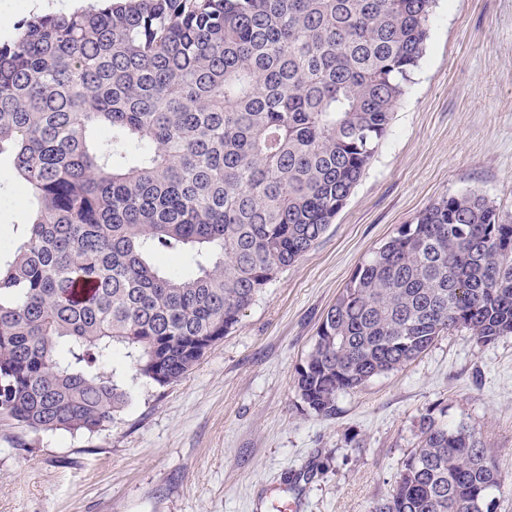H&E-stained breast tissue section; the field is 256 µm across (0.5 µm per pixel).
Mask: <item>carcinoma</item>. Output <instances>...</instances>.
Listing matches in <instances>:
<instances>
[{
	"label": "carcinoma",
	"instance_id": "1",
	"mask_svg": "<svg viewBox=\"0 0 512 512\" xmlns=\"http://www.w3.org/2000/svg\"><path fill=\"white\" fill-rule=\"evenodd\" d=\"M434 2L106 0L24 20L0 43V157L29 194L0 258V415L94 433L128 401L126 366L160 387L193 370L346 203ZM459 328L512 335V215L476 190L360 264L296 368L298 395L330 417L340 394ZM419 428L370 512H490L504 483L478 433L429 413Z\"/></svg>",
	"mask_w": 512,
	"mask_h": 512
}]
</instances>
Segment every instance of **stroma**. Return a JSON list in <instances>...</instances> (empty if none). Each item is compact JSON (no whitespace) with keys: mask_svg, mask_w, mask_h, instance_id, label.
Returning <instances> with one entry per match:
<instances>
[{"mask_svg":"<svg viewBox=\"0 0 512 512\" xmlns=\"http://www.w3.org/2000/svg\"><path fill=\"white\" fill-rule=\"evenodd\" d=\"M479 191L512 214V0H436L426 52L390 129L332 224L198 365L95 433L0 415V512H370L420 440L422 416L478 432L512 512V335L459 328L400 370L305 410L296 368L370 252L432 202ZM27 192L0 160V240Z\"/></svg>","mask_w":512,"mask_h":512,"instance_id":"1","label":"stroma"}]
</instances>
